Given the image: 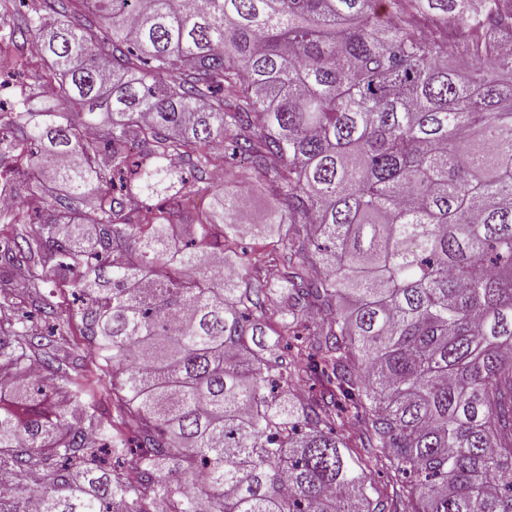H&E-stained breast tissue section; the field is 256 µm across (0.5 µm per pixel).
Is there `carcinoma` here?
I'll return each instance as SVG.
<instances>
[{
    "instance_id": "cac0c4a2",
    "label": "carcinoma",
    "mask_w": 512,
    "mask_h": 512,
    "mask_svg": "<svg viewBox=\"0 0 512 512\" xmlns=\"http://www.w3.org/2000/svg\"><path fill=\"white\" fill-rule=\"evenodd\" d=\"M502 33L512 0H39L0 35V72L33 34L31 78L87 108L0 117V161L28 145L0 262L78 288L94 352L0 321V512H512ZM239 158L289 224L273 256L238 250L241 190L200 186ZM209 200L210 196L207 193H198L190 196L187 201L186 209H184V212L189 215V219L184 217L182 222L184 225H181L177 232L178 237H184V239H187L192 235V229L187 224H190L191 219L196 216L197 213L207 211Z\"/></svg>"
}]
</instances>
